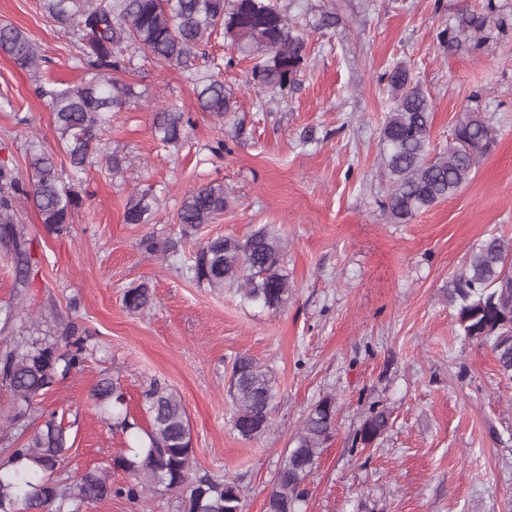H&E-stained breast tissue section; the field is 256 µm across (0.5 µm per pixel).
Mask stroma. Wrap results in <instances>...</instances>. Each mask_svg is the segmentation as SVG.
Segmentation results:
<instances>
[{
    "mask_svg": "<svg viewBox=\"0 0 512 512\" xmlns=\"http://www.w3.org/2000/svg\"><path fill=\"white\" fill-rule=\"evenodd\" d=\"M306 38L296 83L261 92L250 60L226 67L229 47L211 40L199 72L221 71L236 100L217 118L200 110L190 72L143 54L120 74L135 96L113 112L105 151L118 174L87 168L69 234L48 233L32 203L16 218L31 241L28 295L41 329L76 324L101 350L43 401L63 412L73 464L110 467L132 445L95 410L89 392L119 376L131 419L148 427L141 392L166 382L189 418L195 473L237 480L242 512H264L273 478L307 411L336 397V431L307 480L302 512H512V379L492 350L456 333L448 285L488 233L512 238V0H278ZM482 22L479 39L468 36ZM27 32L46 62L38 76L0 54V166L30 176L28 154L59 148L36 80L84 76L68 34L39 0H0V24ZM406 67L434 103L430 151L452 140L464 113L480 112L497 144L454 196L392 224L381 129L385 79ZM177 103L193 121L179 146L151 133L156 108ZM229 150L211 153L217 140ZM223 183L231 205L182 235L178 212L199 186ZM160 199L148 223L124 221L132 193ZM272 224L287 245L290 292L279 312L241 303L231 290L198 286L183 268L200 242ZM154 236L170 253L145 252ZM147 284L150 309L127 311L123 295ZM247 354L273 372L279 394L271 433L241 439L226 389ZM391 413L377 443L355 433L372 402ZM167 493L145 502L112 497L87 512H180Z\"/></svg>",
    "mask_w": 512,
    "mask_h": 512,
    "instance_id": "obj_1",
    "label": "stroma"
}]
</instances>
